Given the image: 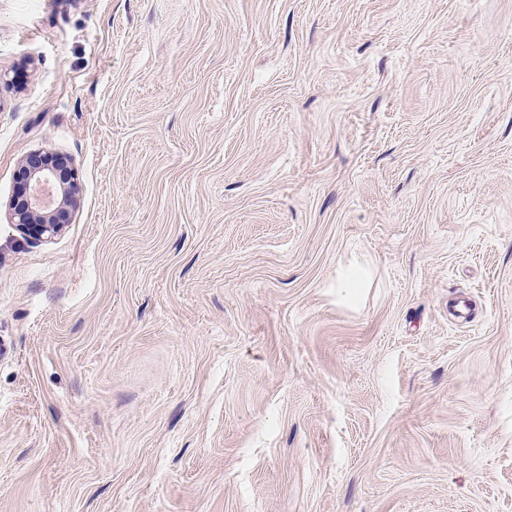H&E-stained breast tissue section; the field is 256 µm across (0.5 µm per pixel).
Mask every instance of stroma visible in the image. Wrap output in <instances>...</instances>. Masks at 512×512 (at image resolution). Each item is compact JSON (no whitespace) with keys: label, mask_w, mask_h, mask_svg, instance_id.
Instances as JSON below:
<instances>
[{"label":"stroma","mask_w":512,"mask_h":512,"mask_svg":"<svg viewBox=\"0 0 512 512\" xmlns=\"http://www.w3.org/2000/svg\"><path fill=\"white\" fill-rule=\"evenodd\" d=\"M0 512H512V0H0ZM18 165L26 191L10 204L15 226L29 240L52 239L70 221L69 207L75 184L69 159L50 151H38L24 155ZM42 186L52 192L46 203L36 200V191ZM370 278L369 267L358 260L351 263L341 273L336 288L340 289L343 297L348 301H355L361 288H365Z\"/></svg>","instance_id":"1"}]
</instances>
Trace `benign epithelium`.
<instances>
[{"instance_id": "obj_1", "label": "benign epithelium", "mask_w": 512, "mask_h": 512, "mask_svg": "<svg viewBox=\"0 0 512 512\" xmlns=\"http://www.w3.org/2000/svg\"><path fill=\"white\" fill-rule=\"evenodd\" d=\"M19 173L26 191L10 204L16 227L33 241H47L70 221L75 184L69 159L49 151L28 153Z\"/></svg>"}]
</instances>
